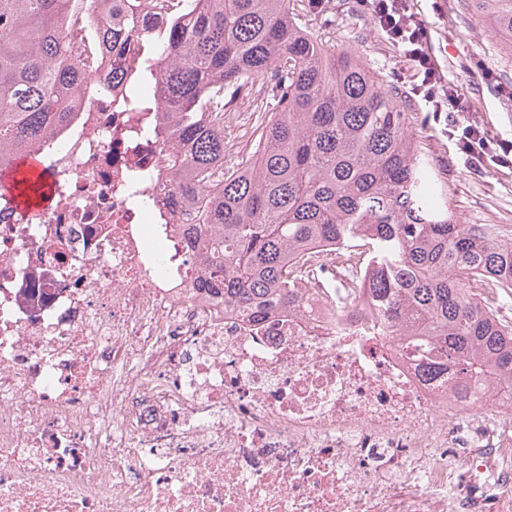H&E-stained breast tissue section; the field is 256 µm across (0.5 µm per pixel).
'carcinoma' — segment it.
<instances>
[{
    "label": "carcinoma",
    "instance_id": "1",
    "mask_svg": "<svg viewBox=\"0 0 512 512\" xmlns=\"http://www.w3.org/2000/svg\"><path fill=\"white\" fill-rule=\"evenodd\" d=\"M512 53V0H460ZM81 22L91 55L74 50ZM137 38L141 68L168 114L167 170L194 226L207 229V287L254 319L300 304L313 243L359 247L346 299L375 310L384 333L435 379L454 369L512 397V322L493 308L512 291V239L459 224L398 86L351 47L328 50L296 0H0V171L73 109L71 93L105 55ZM277 104L255 107L252 161L224 164V112L260 78Z\"/></svg>",
    "mask_w": 512,
    "mask_h": 512
}]
</instances>
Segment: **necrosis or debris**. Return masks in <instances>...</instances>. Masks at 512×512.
Returning <instances> with one entry per match:
<instances>
[{
	"label": "necrosis or debris",
	"mask_w": 512,
	"mask_h": 512,
	"mask_svg": "<svg viewBox=\"0 0 512 512\" xmlns=\"http://www.w3.org/2000/svg\"><path fill=\"white\" fill-rule=\"evenodd\" d=\"M0 194V512H512V400L429 380L346 261L255 321L206 288L150 115L82 85ZM467 444L459 453V444Z\"/></svg>",
	"instance_id": "1"
}]
</instances>
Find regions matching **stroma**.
Instances as JSON below:
<instances>
[{"label":"stroma","instance_id":"1","mask_svg":"<svg viewBox=\"0 0 512 512\" xmlns=\"http://www.w3.org/2000/svg\"><path fill=\"white\" fill-rule=\"evenodd\" d=\"M428 33L432 54L444 76L453 79L466 116L476 119L495 141L512 142V53L494 30L462 9L459 0H414ZM302 22L328 45L352 46L376 72L395 83L412 111L427 114L425 101L412 92L415 67L401 47L379 34L358 0H322L310 9L300 0ZM267 94L266 81L241 94L232 111L242 118L232 130L237 159H250L258 141L251 111ZM425 136L431 155L448 178V207L463 224H495L512 235V162L490 164L475 172L466 168L455 137L444 122L428 121Z\"/></svg>","mask_w":512,"mask_h":512}]
</instances>
